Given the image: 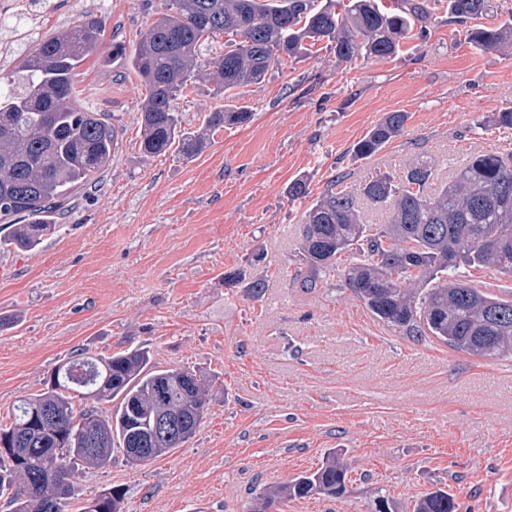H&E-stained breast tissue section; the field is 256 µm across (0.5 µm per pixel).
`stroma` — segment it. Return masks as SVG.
Masks as SVG:
<instances>
[{"mask_svg": "<svg viewBox=\"0 0 512 512\" xmlns=\"http://www.w3.org/2000/svg\"><path fill=\"white\" fill-rule=\"evenodd\" d=\"M165 0H32V38L94 12L107 43L75 78L79 106L116 127L111 166L81 190L34 249L0 248V424L39 392L64 359L143 345L161 368L188 367L213 385L195 436L130 466L121 451L73 479L86 496L117 488L123 512H248L263 488L342 453L340 499L313 496L273 512H371L386 491L415 501L450 490L458 512H512V360H483L377 321L339 276L303 293V215L329 180L347 186L402 175L419 154L442 173L472 152L512 154V130L472 129L512 104V58L475 50L429 0V36L387 60L337 63L333 50L270 70L257 85L218 92L198 81L174 104L186 128L206 113L248 106L242 125L210 133L190 157L140 150L146 88L113 44L134 50ZM408 113L405 133L377 156L350 149L384 113ZM305 177L310 197L289 202ZM266 279L262 298L224 285L226 270Z\"/></svg>", "mask_w": 512, "mask_h": 512, "instance_id": "stroma-1", "label": "stroma"}]
</instances>
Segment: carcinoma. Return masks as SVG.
I'll use <instances>...</instances> for the list:
<instances>
[{"label":"carcinoma","mask_w":512,"mask_h":512,"mask_svg":"<svg viewBox=\"0 0 512 512\" xmlns=\"http://www.w3.org/2000/svg\"><path fill=\"white\" fill-rule=\"evenodd\" d=\"M167 0L165 11L141 34L130 63L147 87L142 104L141 150L158 155L177 146L187 157L206 144L209 131L247 121L244 106L205 115L202 128L182 126L174 101L194 79L200 47L224 33L211 70L201 78L228 91L264 81L284 61L319 41L336 61L391 59L426 32L427 0H402L384 11L377 0ZM491 0H448L449 22L464 24L491 13ZM106 26L91 14L35 41L21 61L0 69V223L11 232L0 245L32 249L55 228V204L88 185L112 163L114 125L105 114L75 102L73 78L103 44ZM480 52L512 57V19L468 29ZM408 115L385 113L353 147L370 159L405 133ZM512 129V106L476 122ZM332 179L307 209L300 254L306 271L296 277L306 293L339 272L366 310L408 336L429 337L470 356L512 359V299L474 286L458 270L490 267L512 275V156L496 151L468 155L445 182L434 160L418 155L395 180L377 174L360 186ZM304 178L288 186V200L309 195ZM385 214L369 222L367 211ZM22 218L25 223L18 224ZM353 255L344 269L338 256ZM244 285L253 299L266 282L244 268L224 273V285ZM211 384L190 368L160 369L137 346L103 357L76 354L61 363L40 393L18 400L10 424L0 425V497L12 512H121L123 493L106 489L85 498L71 480L80 468L101 470L119 448L128 464L143 466L183 447L205 417ZM93 405L75 409V398ZM114 403L110 411L99 404ZM170 416L179 430L154 434V421ZM349 467L330 453L312 472L265 488L250 512H271L286 498L347 493ZM414 512H457L453 494L437 488Z\"/></svg>","instance_id":"carcinoma-1"}]
</instances>
